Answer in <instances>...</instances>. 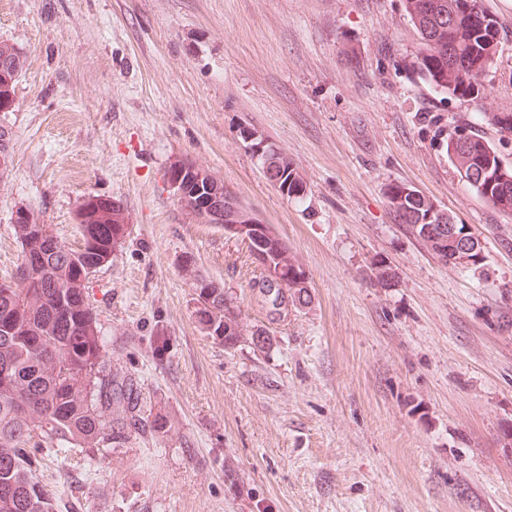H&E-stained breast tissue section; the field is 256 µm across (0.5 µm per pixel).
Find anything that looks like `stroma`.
Here are the masks:
<instances>
[{
  "mask_svg": "<svg viewBox=\"0 0 512 512\" xmlns=\"http://www.w3.org/2000/svg\"><path fill=\"white\" fill-rule=\"evenodd\" d=\"M485 5L500 47L473 102L412 68L403 0H0V43L25 60L0 112V284L17 208L73 247L86 197L129 215L87 293L136 423L96 461L40 468L56 512H512V216L446 154L465 124L512 165L487 119L512 112V0ZM246 128L294 163L303 199L265 178ZM177 157L274 225L306 306L274 311L246 244L189 218L166 180ZM394 185L466 225L481 263L423 246ZM201 278L264 350L207 335Z\"/></svg>",
  "mask_w": 512,
  "mask_h": 512,
  "instance_id": "obj_1",
  "label": "stroma"
}]
</instances>
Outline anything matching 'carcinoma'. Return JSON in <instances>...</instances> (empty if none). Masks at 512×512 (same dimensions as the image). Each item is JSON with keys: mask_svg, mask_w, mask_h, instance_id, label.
<instances>
[{"mask_svg": "<svg viewBox=\"0 0 512 512\" xmlns=\"http://www.w3.org/2000/svg\"><path fill=\"white\" fill-rule=\"evenodd\" d=\"M420 35L411 66L444 97L482 98L480 79L494 63L500 42L499 25L484 0H403ZM458 127L448 130V161L469 177L477 196L495 210L512 215V166L502 164L494 147L470 131L464 143L454 141ZM263 163L282 172L281 187L296 196L306 183L290 160L267 147ZM391 209L400 223L440 259L435 238L448 232L453 216L430 214L433 202L417 190L395 185L388 190ZM20 245L32 233L49 241L56 237L48 224L14 226ZM85 260L76 265L72 248L51 252L44 268L16 273L14 288H0V512H53V503L35 476L48 458L69 459L81 449L112 440L131 424L135 396L128 386L112 387L104 343L86 292L88 267L98 247L107 245L92 225L81 227ZM252 262L263 259L296 278L305 275L286 243L266 240L247 244ZM199 320L206 332L234 349L244 342L240 310L222 288L197 292ZM47 447L42 448L40 444Z\"/></svg>", "mask_w": 512, "mask_h": 512, "instance_id": "1", "label": "carcinoma"}]
</instances>
